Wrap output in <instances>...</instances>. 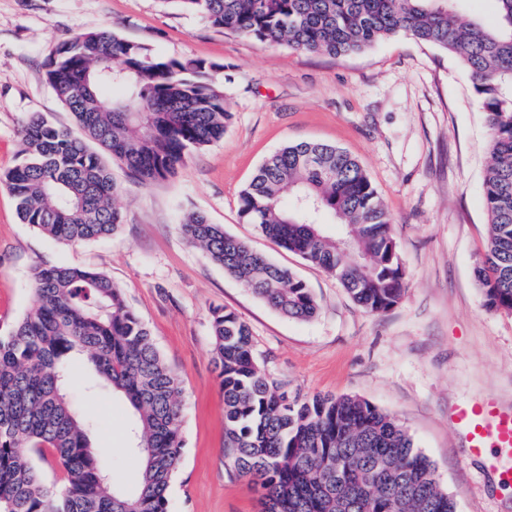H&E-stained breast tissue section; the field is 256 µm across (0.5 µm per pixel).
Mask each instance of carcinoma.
Instances as JSON below:
<instances>
[{
	"label": "carcinoma",
	"instance_id": "cac0c4a2",
	"mask_svg": "<svg viewBox=\"0 0 512 512\" xmlns=\"http://www.w3.org/2000/svg\"><path fill=\"white\" fill-rule=\"evenodd\" d=\"M213 28L266 45L333 57L361 54L398 35L456 55L486 115L491 164L484 199L491 226L476 274L490 309L512 312V0H496L494 26L463 20L456 0H163ZM224 64L167 59L111 30L61 43L46 81L75 127L42 115L22 128L20 162L0 177L19 217L62 242L115 234L120 186L102 146L140 183L163 179L224 137L229 112L214 75ZM291 203L283 206L281 194ZM240 216L276 245L334 277L367 311L402 298L392 218L358 160L320 142L286 144L240 194ZM341 226L331 236L326 226ZM180 230L244 287L284 316L313 318L307 283L224 233L202 214ZM35 306L0 336V512H169L168 490L185 447L182 386L123 291L102 272L32 271ZM213 362L224 393V459L261 492L262 512H456L434 465L392 415L351 396L291 393L259 368L248 325L211 310ZM131 411L122 455L131 474L103 465L90 424L66 385L73 367ZM52 453L47 482L36 458Z\"/></svg>",
	"mask_w": 512,
	"mask_h": 512
}]
</instances>
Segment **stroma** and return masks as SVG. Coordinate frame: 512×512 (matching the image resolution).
<instances>
[{"label":"stroma","mask_w":512,"mask_h":512,"mask_svg":"<svg viewBox=\"0 0 512 512\" xmlns=\"http://www.w3.org/2000/svg\"><path fill=\"white\" fill-rule=\"evenodd\" d=\"M103 28L168 59L223 64L217 81L231 117L221 141L167 178L144 185L111 162L124 222L95 242H58L22 223L0 184V335L33 307L35 266L91 268L122 288L182 382L186 446L171 512H261L256 491L224 460L210 327L217 306L249 325L271 380L304 395L352 396L396 417L457 512H512V492L495 486L448 423L452 406L486 394L512 408V312L487 308L476 277L489 235L487 126L459 59L404 35L359 56L308 54L217 31L163 0H0V174L20 160L27 117L71 125L46 63L61 42ZM299 142L355 156L390 214L406 289L389 311L367 312L335 278L242 221L240 193L258 165ZM191 212L303 279L317 314L283 316L189 244L179 223ZM88 378L79 373L70 395L94 424L93 447L119 460L128 406L90 393Z\"/></svg>","instance_id":"obj_1"}]
</instances>
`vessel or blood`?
<instances>
[{
    "label": "vessel or blood",
    "instance_id": "1",
    "mask_svg": "<svg viewBox=\"0 0 512 512\" xmlns=\"http://www.w3.org/2000/svg\"><path fill=\"white\" fill-rule=\"evenodd\" d=\"M452 422L464 433L469 455L482 459L503 483L512 484V409L483 397L458 406Z\"/></svg>",
    "mask_w": 512,
    "mask_h": 512
}]
</instances>
